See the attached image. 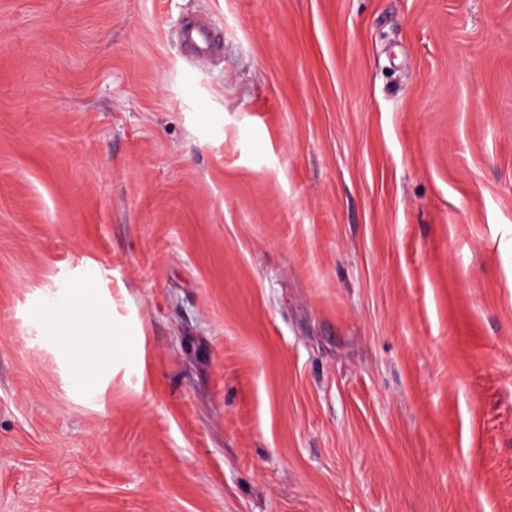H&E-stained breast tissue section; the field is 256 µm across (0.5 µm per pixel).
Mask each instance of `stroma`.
Returning a JSON list of instances; mask_svg holds the SVG:
<instances>
[{
	"instance_id": "35a3bbf8",
	"label": "stroma",
	"mask_w": 512,
	"mask_h": 512,
	"mask_svg": "<svg viewBox=\"0 0 512 512\" xmlns=\"http://www.w3.org/2000/svg\"><path fill=\"white\" fill-rule=\"evenodd\" d=\"M0 512H512V0H0ZM94 275L88 273L73 288H69L66 297L61 301L54 298L48 299L45 305L47 315L50 317L54 338L63 345H90L99 349L105 348L106 333L112 331L116 336H131L125 331L106 325L101 320H89L81 325L76 320L72 309V302L78 295L91 293ZM121 334H118V333ZM114 361L115 359L112 356V349H109L106 356L98 364L95 375L91 376L81 371H74L72 374V383L74 388L88 396H93L98 379L112 369V363Z\"/></svg>"
}]
</instances>
